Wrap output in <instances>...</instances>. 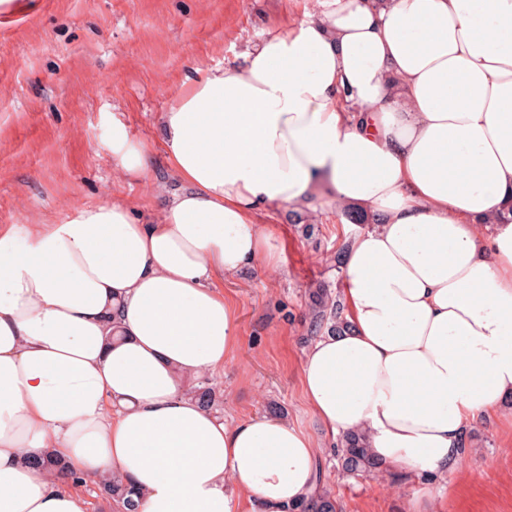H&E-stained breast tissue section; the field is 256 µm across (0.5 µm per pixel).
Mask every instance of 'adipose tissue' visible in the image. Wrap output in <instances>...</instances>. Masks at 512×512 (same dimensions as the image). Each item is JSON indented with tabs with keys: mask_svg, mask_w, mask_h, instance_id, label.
<instances>
[{
	"mask_svg": "<svg viewBox=\"0 0 512 512\" xmlns=\"http://www.w3.org/2000/svg\"><path fill=\"white\" fill-rule=\"evenodd\" d=\"M161 128L178 187L155 221L116 199L0 226V512H86L78 483L29 466L46 454L127 475L142 512L311 494L307 433L186 393L237 349L218 283L277 264L280 207L374 220L343 257L348 329L305 353L306 402L386 474L446 479L468 425L512 402V0H315L187 78ZM150 159L113 124L114 168Z\"/></svg>",
	"mask_w": 512,
	"mask_h": 512,
	"instance_id": "ef3b65f1",
	"label": "adipose tissue"
}]
</instances>
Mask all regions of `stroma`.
<instances>
[{
  "instance_id": "stroma-1",
  "label": "stroma",
  "mask_w": 512,
  "mask_h": 512,
  "mask_svg": "<svg viewBox=\"0 0 512 512\" xmlns=\"http://www.w3.org/2000/svg\"><path fill=\"white\" fill-rule=\"evenodd\" d=\"M315 0H35L0 14V225L49 224L83 206L122 198L142 220L161 212L172 183L159 116L194 69L240 64L246 47L290 29ZM149 145L153 162L133 179L112 166V121ZM278 267L225 279L239 344L212 377L226 421L269 415L320 446V479L341 512H411L434 496L436 512H512V418L468 426L464 462L447 482L404 483L383 473L349 476L306 403L299 371L316 334L309 289L344 287L338 256L362 232L341 211L313 215L304 233L291 210L270 219Z\"/></svg>"
}]
</instances>
